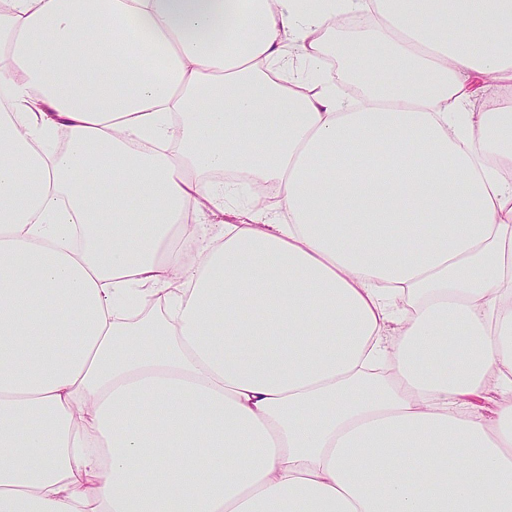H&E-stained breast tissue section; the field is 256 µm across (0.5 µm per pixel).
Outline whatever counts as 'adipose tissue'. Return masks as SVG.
Here are the masks:
<instances>
[{
    "mask_svg": "<svg viewBox=\"0 0 512 512\" xmlns=\"http://www.w3.org/2000/svg\"><path fill=\"white\" fill-rule=\"evenodd\" d=\"M5 3L0 512H512V0Z\"/></svg>",
    "mask_w": 512,
    "mask_h": 512,
    "instance_id": "1",
    "label": "adipose tissue"
}]
</instances>
